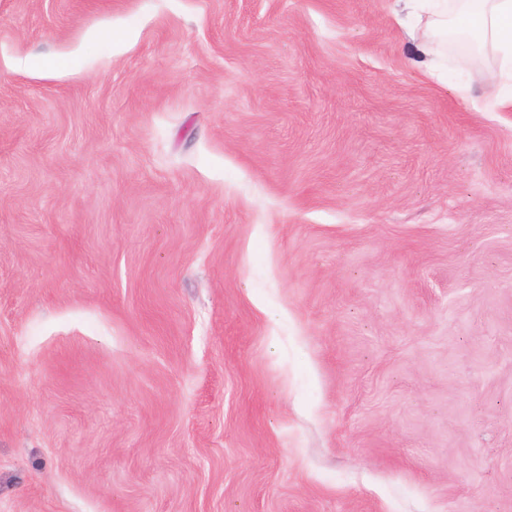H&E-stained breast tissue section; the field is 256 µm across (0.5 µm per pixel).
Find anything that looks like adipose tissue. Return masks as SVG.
<instances>
[{"label": "adipose tissue", "instance_id": "adipose-tissue-1", "mask_svg": "<svg viewBox=\"0 0 512 512\" xmlns=\"http://www.w3.org/2000/svg\"><path fill=\"white\" fill-rule=\"evenodd\" d=\"M409 9L417 17L412 38L424 56H434L449 34L463 31L498 60L485 83L512 80V0H409Z\"/></svg>", "mask_w": 512, "mask_h": 512}]
</instances>
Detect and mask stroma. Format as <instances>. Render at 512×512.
<instances>
[{
	"instance_id": "stroma-1",
	"label": "stroma",
	"mask_w": 512,
	"mask_h": 512,
	"mask_svg": "<svg viewBox=\"0 0 512 512\" xmlns=\"http://www.w3.org/2000/svg\"><path fill=\"white\" fill-rule=\"evenodd\" d=\"M396 0H0V512H512V112Z\"/></svg>"
}]
</instances>
